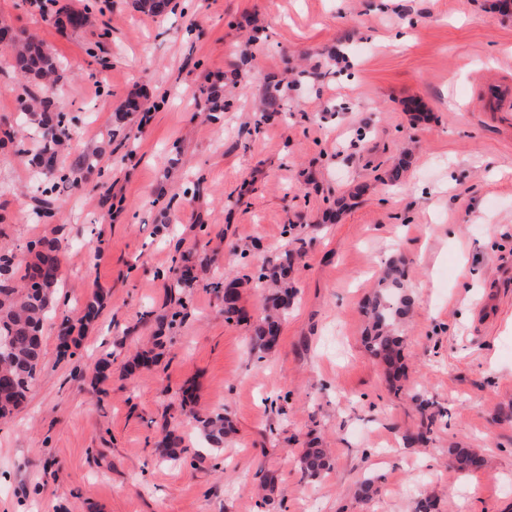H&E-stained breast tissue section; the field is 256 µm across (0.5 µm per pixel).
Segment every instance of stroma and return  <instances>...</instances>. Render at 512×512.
<instances>
[{
	"label": "stroma",
	"mask_w": 512,
	"mask_h": 512,
	"mask_svg": "<svg viewBox=\"0 0 512 512\" xmlns=\"http://www.w3.org/2000/svg\"><path fill=\"white\" fill-rule=\"evenodd\" d=\"M91 6L60 33V11ZM165 18L131 0H0L59 60L74 141L47 179L0 146V245L18 260L37 237L67 247L44 358L26 402L0 423V512H270L255 492L274 476L277 512H512V8L499 0H173ZM224 114L196 115L225 85ZM284 87V109L258 108ZM24 84L0 54V130L26 138ZM130 97L127 137L112 136ZM412 147L405 183L379 177ZM97 165L74 174L76 159ZM51 189L54 216L36 209ZM298 261L294 306L257 360L249 324L263 311L257 266ZM400 260L415 304L404 327L403 389L366 352L362 304ZM191 267L192 287L176 278ZM237 283L246 319H224L215 282ZM106 301L61 356L63 322L93 292ZM147 369L127 363L151 336ZM114 352L107 379L92 380ZM447 407L428 444L416 395ZM235 431L207 450L197 417ZM170 424L200 449L159 458ZM331 448L318 481L296 458ZM478 448L462 474L448 450ZM374 476L367 503L357 484Z\"/></svg>",
	"instance_id": "1"
}]
</instances>
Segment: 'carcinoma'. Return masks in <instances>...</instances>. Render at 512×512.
Instances as JSON below:
<instances>
[{"mask_svg":"<svg viewBox=\"0 0 512 512\" xmlns=\"http://www.w3.org/2000/svg\"><path fill=\"white\" fill-rule=\"evenodd\" d=\"M137 11L154 17H165L172 12L171 0H133ZM10 44L4 50L10 54V66L16 76L25 81L42 80L55 74L58 62L44 45L24 28L11 27ZM21 112L27 116L41 113L35 128L42 142V153L32 159L36 169L49 178L54 175L58 155L68 144L72 130L66 113L58 110L51 98H43L28 90L21 100ZM32 260L24 269L16 266L15 255L0 247V420L11 417L24 403L27 393L40 370L43 357L42 328L47 314L53 310L55 289L61 281L66 246L59 240L41 238L29 244ZM293 259L285 256L279 262L263 264L257 279L274 288L271 305L253 326V350L264 353L272 349L279 335L282 318L288 314L296 295L290 281ZM403 270L395 263L380 273L378 289L364 304L368 325L366 347L378 363L399 378L401 372L402 336L400 324L414 305L410 292L403 287ZM240 295L237 289L224 290V319L239 320ZM101 298L95 294L83 308L80 326L97 318ZM435 402H419L421 427L415 434L405 436L407 445L424 443L433 433L436 416ZM229 425L224 414H212L201 420L200 432L210 449L224 447V436ZM163 447L169 449L168 458L176 463L189 452L184 438L174 430L165 432ZM450 454L456 469L465 474L477 470L482 458L473 448H452ZM301 470L311 479L322 477L331 468L329 449L313 445L302 450Z\"/></svg>","mask_w":512,"mask_h":512,"instance_id":"cac0c4a2","label":"carcinoma"}]
</instances>
